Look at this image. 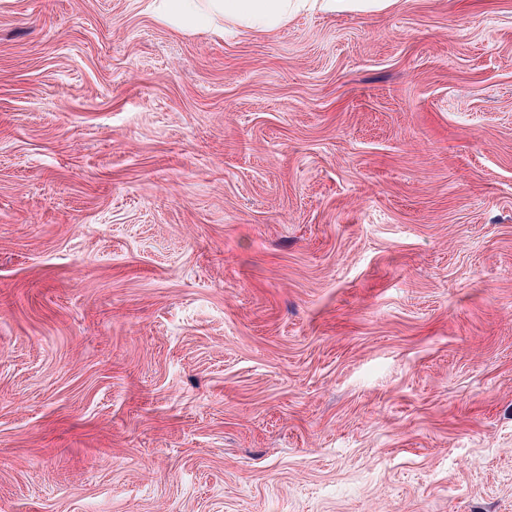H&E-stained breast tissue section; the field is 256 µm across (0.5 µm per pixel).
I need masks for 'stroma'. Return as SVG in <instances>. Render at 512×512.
<instances>
[{"label": "stroma", "mask_w": 512, "mask_h": 512, "mask_svg": "<svg viewBox=\"0 0 512 512\" xmlns=\"http://www.w3.org/2000/svg\"><path fill=\"white\" fill-rule=\"evenodd\" d=\"M0 512H512V0H0ZM398 0H153L164 19L182 22L223 20L242 31L270 32L291 18L310 11L372 13L392 7Z\"/></svg>", "instance_id": "35a3bbf8"}]
</instances>
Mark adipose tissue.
<instances>
[{"mask_svg": "<svg viewBox=\"0 0 512 512\" xmlns=\"http://www.w3.org/2000/svg\"><path fill=\"white\" fill-rule=\"evenodd\" d=\"M396 0H153L164 19L182 22L203 19L228 22L246 32H270L291 18L310 11L372 13L392 7Z\"/></svg>", "mask_w": 512, "mask_h": 512, "instance_id": "obj_1", "label": "adipose tissue"}]
</instances>
